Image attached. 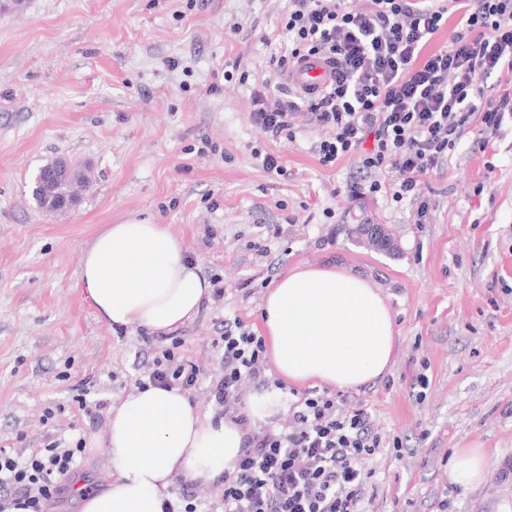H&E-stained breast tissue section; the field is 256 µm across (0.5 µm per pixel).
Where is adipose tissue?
I'll list each match as a JSON object with an SVG mask.
<instances>
[{
  "label": "adipose tissue",
  "mask_w": 512,
  "mask_h": 512,
  "mask_svg": "<svg viewBox=\"0 0 512 512\" xmlns=\"http://www.w3.org/2000/svg\"><path fill=\"white\" fill-rule=\"evenodd\" d=\"M80 281L100 320L168 334L191 320L211 294L169 229L129 219L85 250ZM264 332L289 382L338 388L367 383L390 365L392 316L364 279L337 267L300 268L276 280L262 304ZM245 430L201 414L180 388L147 386L111 409L103 448L113 475L79 497L80 512H164L176 479L206 485L237 468ZM489 475L482 448L456 450L450 482L472 486Z\"/></svg>",
  "instance_id": "obj_1"
}]
</instances>
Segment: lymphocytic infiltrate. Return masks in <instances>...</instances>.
I'll use <instances>...</instances> for the list:
<instances>
[{
    "label": "lymphocytic infiltrate",
    "instance_id": "lymphocytic-infiltrate-1",
    "mask_svg": "<svg viewBox=\"0 0 512 512\" xmlns=\"http://www.w3.org/2000/svg\"><path fill=\"white\" fill-rule=\"evenodd\" d=\"M288 43L270 61L287 76L303 61L325 59L335 78L314 96L256 93L253 123L272 139L293 138L294 120L330 129L314 147L321 165L357 158L371 175L369 192L411 198L420 176L443 169L465 128L495 129L512 117V0H453L459 20L445 48L427 52L452 6L436 0H293ZM496 77L488 86V77ZM389 173V181L378 178ZM224 375L214 389L221 415L246 425L248 382L266 372L265 342L241 319L225 323ZM159 346L146 367L149 384L195 388L202 371L179 351ZM290 426L249 431L238 469L225 474L221 512H365L372 471L383 445L366 408L311 389L288 403ZM78 451L49 442L19 461L0 450V512L26 501L43 512L75 473Z\"/></svg>",
    "mask_w": 512,
    "mask_h": 512
}]
</instances>
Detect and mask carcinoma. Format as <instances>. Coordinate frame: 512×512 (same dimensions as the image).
<instances>
[{"label":"carcinoma","instance_id":"carcinoma-1","mask_svg":"<svg viewBox=\"0 0 512 512\" xmlns=\"http://www.w3.org/2000/svg\"><path fill=\"white\" fill-rule=\"evenodd\" d=\"M89 183L85 170L55 158L38 169L33 180L32 198L42 210L63 211L65 202L74 197L75 187L86 188Z\"/></svg>","mask_w":512,"mask_h":512}]
</instances>
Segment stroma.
Listing matches in <instances>:
<instances>
[{
	"label": "stroma",
	"mask_w": 512,
	"mask_h": 512,
	"mask_svg": "<svg viewBox=\"0 0 512 512\" xmlns=\"http://www.w3.org/2000/svg\"><path fill=\"white\" fill-rule=\"evenodd\" d=\"M291 0H26L0 11V448L18 459L46 439L104 436L153 352L141 328L100 321L79 285L82 254L109 225L162 224L223 288L179 328L203 371L189 391L216 412L217 342L238 318L261 332L273 282L337 266L382 295L397 331L384 374L345 390L386 445L369 461L370 512H512V122L472 126L416 199L369 193L355 161L319 164L326 129L298 116L271 140L249 118L277 93L269 42L287 39ZM274 152L282 176L264 171ZM86 166L75 208L30 197L47 159ZM372 220L398 242L355 243ZM277 232H269V225ZM84 395L94 416L78 411ZM52 420H44L46 410ZM482 448L479 485L448 479L454 450Z\"/></svg>",
	"instance_id": "1"
}]
</instances>
